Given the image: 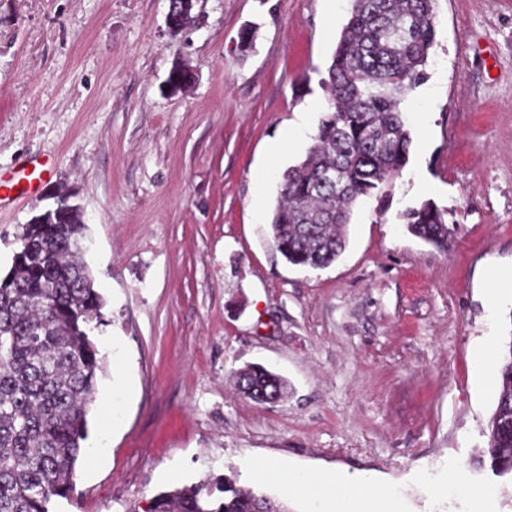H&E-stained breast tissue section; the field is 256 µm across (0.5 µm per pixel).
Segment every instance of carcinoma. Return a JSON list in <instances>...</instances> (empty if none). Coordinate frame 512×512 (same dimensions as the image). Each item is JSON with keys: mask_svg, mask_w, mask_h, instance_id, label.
<instances>
[{"mask_svg": "<svg viewBox=\"0 0 512 512\" xmlns=\"http://www.w3.org/2000/svg\"><path fill=\"white\" fill-rule=\"evenodd\" d=\"M322 85L329 97L305 157L281 174L270 220L291 265L323 269L346 247L353 207L378 196L408 162L404 104L427 78L436 43L435 0H351ZM406 230L436 247L448 243L445 211L424 201L403 214ZM82 214L60 224H26L21 254L0 279V512H52L73 492L87 438L99 351L90 339L104 301L83 278ZM485 451L489 469L512 470V344ZM240 390L263 404L286 383L260 365L238 372ZM148 512H288V505L236 477L175 488Z\"/></svg>", "mask_w": 512, "mask_h": 512, "instance_id": "1", "label": "carcinoma"}]
</instances>
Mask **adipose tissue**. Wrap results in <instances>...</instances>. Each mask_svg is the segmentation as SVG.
<instances>
[{"label": "adipose tissue", "instance_id": "obj_1", "mask_svg": "<svg viewBox=\"0 0 512 512\" xmlns=\"http://www.w3.org/2000/svg\"><path fill=\"white\" fill-rule=\"evenodd\" d=\"M255 470L262 479L279 484L288 495L304 494L320 501L322 512H394L395 491L370 477L352 482L339 473L287 471L273 462L257 463Z\"/></svg>", "mask_w": 512, "mask_h": 512}]
</instances>
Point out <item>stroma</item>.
<instances>
[{"label": "stroma", "mask_w": 512, "mask_h": 512, "mask_svg": "<svg viewBox=\"0 0 512 512\" xmlns=\"http://www.w3.org/2000/svg\"><path fill=\"white\" fill-rule=\"evenodd\" d=\"M350 0H0V172L46 163L0 203V276L61 190L88 224L105 357L75 489L54 512H145L157 494L257 460L374 477L402 512H512L479 467L497 387L472 351L512 334V0H435L428 79L410 96L408 163L357 206L329 268L289 266L269 234L280 175L312 143ZM253 25L254 46L239 48ZM193 79L169 92L173 67ZM302 137L271 155L298 120ZM262 167L273 174L256 185ZM447 210L448 246L400 215ZM284 377L260 405L238 371Z\"/></svg>", "instance_id": "stroma-1"}]
</instances>
